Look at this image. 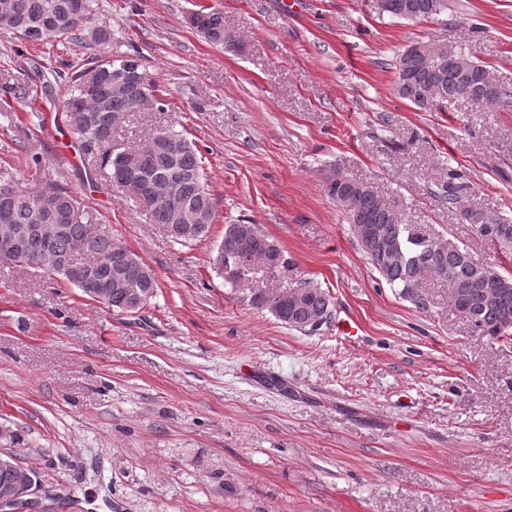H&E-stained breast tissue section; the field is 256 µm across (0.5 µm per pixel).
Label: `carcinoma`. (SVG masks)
<instances>
[{"instance_id":"obj_1","label":"carcinoma","mask_w":512,"mask_h":512,"mask_svg":"<svg viewBox=\"0 0 512 512\" xmlns=\"http://www.w3.org/2000/svg\"><path fill=\"white\" fill-rule=\"evenodd\" d=\"M379 9L392 18L426 19L448 9L446 0H383ZM202 22L196 32L208 43L244 52V43L228 32L224 14L206 8L201 10ZM94 20L93 0H0V29L12 30L31 45L49 36L41 35L40 26L51 22L56 26L54 37L79 39L86 25ZM125 58L137 63V74L120 85L112 81V61L97 65L102 91L92 94L85 88L87 72L71 77L76 92L67 99V117L77 135L81 153L102 169L109 171L112 184L123 187L132 170L143 177L151 198L140 200L153 224L166 228L178 224L185 229L170 238L179 244L204 237L215 219V203L195 144L172 128L154 130L136 144L115 141L112 113H129L150 95L156 84L138 55ZM488 70L454 47H443L437 53L415 43L399 55L397 93L417 109L441 110L454 100H464L492 112L512 108V90L486 76ZM326 190L349 218L351 232L356 225H365L370 238L358 242L370 264L398 291L400 297L426 311L429 300L424 284L434 279L448 285L449 301L454 309L492 340L509 336L504 323L512 321V276L504 275L477 261L463 244L434 241L420 224H404L394 206L384 200L376 187L357 181L333 168L325 178ZM465 186L456 183V173H448V185L442 198L448 205L458 203ZM47 193L50 207L43 209L36 197ZM463 219L476 232L512 250V222L480 209H468ZM12 224L28 241L23 255L6 263L26 266L37 272L57 274L79 288L89 274L110 283L115 276H124L129 287L137 289L138 310L155 296L156 275L141 257L112 238L108 231L92 224L86 206L66 188L51 184L39 191H27L10 178L0 180V222ZM61 224L63 229L46 245L36 225ZM239 225L224 228V243L216 254L215 266L224 280L235 283L239 272L224 268V249L234 243ZM249 251L253 262L268 258L272 240L256 225H251ZM125 250V262L100 265V260L119 255ZM309 297L302 307L292 302L293 289L268 293L256 288L253 302L271 310L282 323L303 331L307 314L325 319L331 317V301L322 289L303 282Z\"/></svg>"}]
</instances>
